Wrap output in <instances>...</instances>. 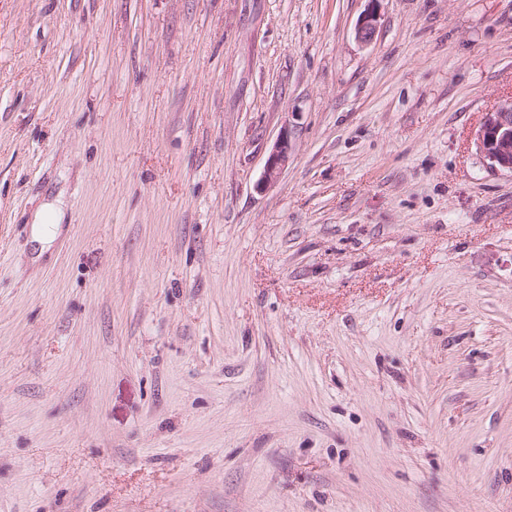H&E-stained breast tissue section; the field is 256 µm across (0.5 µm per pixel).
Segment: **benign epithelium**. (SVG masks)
Wrapping results in <instances>:
<instances>
[{
	"label": "benign epithelium",
	"instance_id": "benign-epithelium-1",
	"mask_svg": "<svg viewBox=\"0 0 512 512\" xmlns=\"http://www.w3.org/2000/svg\"><path fill=\"white\" fill-rule=\"evenodd\" d=\"M369 2L372 7L366 10L356 28V38L363 43L371 42L377 31V11L373 4L378 0ZM474 144L490 169L512 174V100L486 113L475 133ZM291 149L288 129L285 128L278 135L267 158L261 186L267 187L279 179L288 164Z\"/></svg>",
	"mask_w": 512,
	"mask_h": 512
}]
</instances>
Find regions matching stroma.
Returning <instances> with one entry per match:
<instances>
[{"label": "stroma", "mask_w": 512, "mask_h": 512, "mask_svg": "<svg viewBox=\"0 0 512 512\" xmlns=\"http://www.w3.org/2000/svg\"><path fill=\"white\" fill-rule=\"evenodd\" d=\"M367 7L0 0V512H512V0ZM368 1L370 2L371 7H368L365 11L366 13L362 16L356 28V37L363 43H370L374 39L377 31L378 18L375 3L379 0ZM474 144L490 169L512 174V100L486 113ZM291 149L288 130L284 129L278 135L267 158L261 182L262 187H267L279 179L282 171L288 164ZM49 221L52 223H47ZM59 222V210L53 209L49 216L46 217L41 215L38 223H35L37 226L34 227V240L41 245V250H43L45 246L56 236L59 228L58 225L61 224Z\"/></svg>", "instance_id": "35a3bbf8"}]
</instances>
